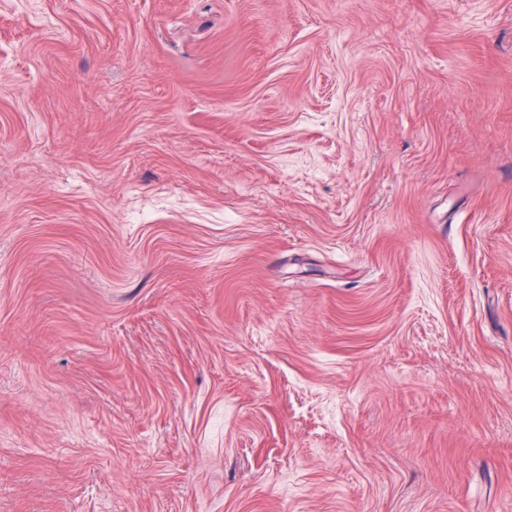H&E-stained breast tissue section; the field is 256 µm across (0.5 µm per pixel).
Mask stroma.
Returning a JSON list of instances; mask_svg holds the SVG:
<instances>
[{
	"label": "stroma",
	"mask_w": 512,
	"mask_h": 512,
	"mask_svg": "<svg viewBox=\"0 0 512 512\" xmlns=\"http://www.w3.org/2000/svg\"><path fill=\"white\" fill-rule=\"evenodd\" d=\"M0 512H512V0H0Z\"/></svg>",
	"instance_id": "obj_1"
}]
</instances>
